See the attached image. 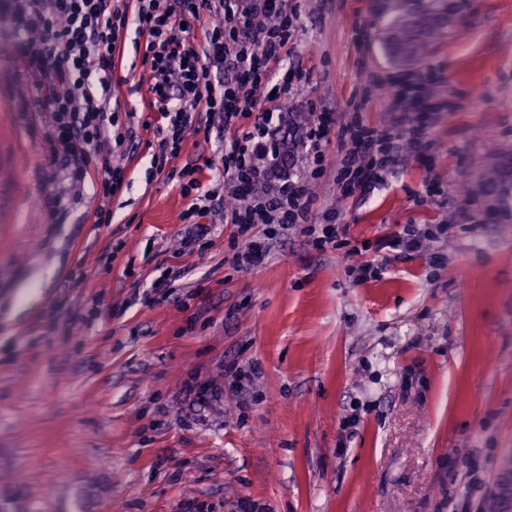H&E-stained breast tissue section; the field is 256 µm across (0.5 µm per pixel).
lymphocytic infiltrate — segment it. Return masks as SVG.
Returning a JSON list of instances; mask_svg holds the SVG:
<instances>
[{
  "instance_id": "f902f5d3",
  "label": "lymphocytic infiltrate",
  "mask_w": 512,
  "mask_h": 512,
  "mask_svg": "<svg viewBox=\"0 0 512 512\" xmlns=\"http://www.w3.org/2000/svg\"><path fill=\"white\" fill-rule=\"evenodd\" d=\"M112 0H14L13 21L23 33L18 68L47 115V151L53 176L65 191L44 199L52 223H66L81 203L90 167L104 147L133 142L132 130L113 133L112 72L128 28L147 38L151 56L149 90L167 124L161 131L156 172L178 156L194 113L216 120L224 137L225 193L204 187L198 170L179 171L189 197L184 223L216 212L233 229L237 247L231 264L249 270L269 255L273 241L305 229L317 245L339 246L342 224L310 221L314 194L306 178L289 172L285 147L277 146L275 108L293 89L270 83L273 65L288 53L294 15L288 0H136L134 11L112 7ZM208 16L202 46L186 43L191 20ZM224 78L212 82L210 71ZM255 128L245 122L254 113ZM421 150L412 136L400 140L352 121L336 150V185L344 195L369 192L385 183L390 153ZM125 183L122 166L105 164L95 185L99 200L92 219L112 221L111 204Z\"/></svg>"
}]
</instances>
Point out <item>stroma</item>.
<instances>
[{
	"label": "stroma",
	"mask_w": 512,
	"mask_h": 512,
	"mask_svg": "<svg viewBox=\"0 0 512 512\" xmlns=\"http://www.w3.org/2000/svg\"><path fill=\"white\" fill-rule=\"evenodd\" d=\"M448 34L427 55L433 108L421 155L396 154L387 182L336 199L312 181L313 221L336 212L350 246L404 225H441L428 251L388 260L361 284L345 249L294 232L260 266L225 263L219 216L188 241L178 170L222 182L224 144L194 114L174 176L153 174L161 116L145 37L126 35L112 75L117 130L135 152L112 221L93 198L51 225L57 192L45 115L21 109L13 0H0V512H448L468 467L501 483L512 448V208L480 174L485 147L512 148V0H448ZM286 127L294 171L314 165L296 117L353 118L382 133L401 87L385 46L398 15L431 0H288ZM174 292L151 289L162 272ZM256 365L240 406L234 367ZM357 415L350 435L340 421Z\"/></svg>",
	"instance_id": "stroma-1"
}]
</instances>
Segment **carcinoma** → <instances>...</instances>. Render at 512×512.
I'll use <instances>...</instances> for the list:
<instances>
[{
	"label": "carcinoma",
	"instance_id": "obj_1",
	"mask_svg": "<svg viewBox=\"0 0 512 512\" xmlns=\"http://www.w3.org/2000/svg\"><path fill=\"white\" fill-rule=\"evenodd\" d=\"M442 10L396 18L389 25L388 41L395 48L397 65H414L428 55L444 37L443 25L437 23L439 12H448L447 0H435ZM512 156L511 150L497 145L486 149V161L482 176L486 183L498 190V203L512 207V181L504 178L507 170L506 159Z\"/></svg>",
	"mask_w": 512,
	"mask_h": 512
}]
</instances>
